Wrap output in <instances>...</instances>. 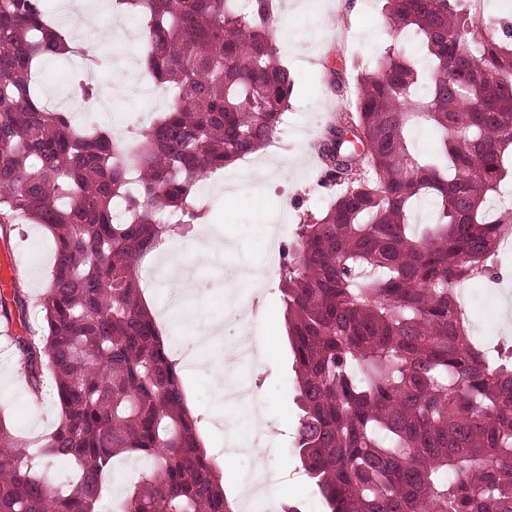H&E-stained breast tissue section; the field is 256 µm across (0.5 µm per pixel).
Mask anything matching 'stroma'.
I'll return each instance as SVG.
<instances>
[{"label":"stroma","instance_id":"35a3bbf8","mask_svg":"<svg viewBox=\"0 0 512 512\" xmlns=\"http://www.w3.org/2000/svg\"><path fill=\"white\" fill-rule=\"evenodd\" d=\"M332 0H278L276 17L280 30L281 62L295 79L291 106L273 143L252 160H240L232 167L210 173L202 186L199 203L209 212L206 225L175 229L172 239L182 244L183 260L191 265L198 280L194 295L177 317L158 319L157 325L173 359L196 346L200 318L223 322L229 307L227 294L234 270L242 265H260L265 259L267 225L285 223L286 237L294 239L304 213L322 208L336 189L324 178L313 148L323 126L348 104L354 92L353 68L362 65L380 69L384 50L393 40L384 0H374L373 10L349 15L333 10ZM139 57L113 54L97 70L100 82L114 92L107 111L98 120L114 138L130 139L134 127L148 125L171 100L165 92L147 97L127 85L129 68ZM291 154L289 170L268 168L267 156ZM217 230L226 244L224 258L215 263L197 260L201 228ZM12 257L31 300H38L47 288L55 263L51 234L26 216H17L10 245L0 244V257ZM473 310L470 325L484 343L505 340L498 330L499 286L479 278L465 284ZM262 317L252 333L267 341L264 362L253 363L246 374L264 399L263 416L274 436L268 452L259 459L228 447L221 420H241V409L229 408L209 369L181 365L185 397L198 419V432L207 450L220 463L219 476L224 495L233 512H240L237 487L245 469L259 464L275 471L290 470L293 479L279 490V499L299 503L300 512H327L316 485L304 476L300 461L291 448L292 426L298 415L294 401L296 376L288 343L285 305L277 271L265 278L261 294ZM0 415L12 433L32 442L51 432L59 419L53 396L33 401L27 391L25 373L14 350L0 336Z\"/></svg>","mask_w":512,"mask_h":512}]
</instances>
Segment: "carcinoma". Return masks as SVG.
<instances>
[{
  "label": "carcinoma",
  "mask_w": 512,
  "mask_h": 512,
  "mask_svg": "<svg viewBox=\"0 0 512 512\" xmlns=\"http://www.w3.org/2000/svg\"><path fill=\"white\" fill-rule=\"evenodd\" d=\"M144 17L143 70L172 106L133 133L77 127L33 84L46 60L105 53L67 48L42 0L0 5V225L17 214L53 235L56 262L26 319L19 354L33 398L47 382L56 428L33 448L0 421V512H103L113 459L152 460L121 512H228L216 461L197 437L179 370L139 298L138 258L200 215L202 179L269 145L293 82L279 62L276 0H115ZM485 0H386L396 35L410 33L425 66L386 50L355 79L353 112L319 143L339 187L308 213L280 265L297 374L294 446L328 512H512V346L480 347L458 289L499 279L497 217L512 157V22L483 24ZM437 132L433 155L410 131ZM433 203V222L411 223ZM124 219L112 221L115 207ZM56 458L73 468L56 485Z\"/></svg>",
  "instance_id": "carcinoma-1"
}]
</instances>
